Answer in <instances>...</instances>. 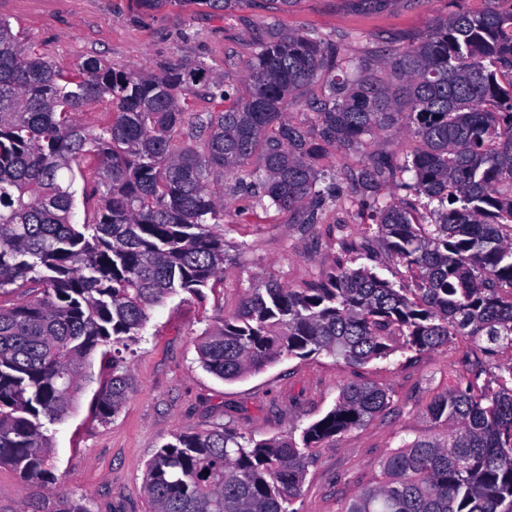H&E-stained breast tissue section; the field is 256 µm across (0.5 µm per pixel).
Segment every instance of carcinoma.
I'll return each mask as SVG.
<instances>
[{
    "label": "carcinoma",
    "mask_w": 512,
    "mask_h": 512,
    "mask_svg": "<svg viewBox=\"0 0 512 512\" xmlns=\"http://www.w3.org/2000/svg\"><path fill=\"white\" fill-rule=\"evenodd\" d=\"M138 2L224 13L239 0ZM483 2L388 51L397 95L371 62L317 31L249 52L239 95L201 60L150 74L96 57L62 69L0 18V466L30 486L26 512H89L52 487L45 422L70 413L101 347L112 376L96 409L104 421L118 413L126 353L150 310L182 293L203 299L223 279L224 194L253 212L303 206L311 229L345 209V183L376 218L344 252L406 267L413 287L340 263L304 288H250L233 316L202 331L203 368L235 381L321 352L362 366L470 336L495 375L480 381L479 361L467 382L436 395L427 410L446 435L391 450L382 480L341 512H512V361H495L512 350V8ZM313 84L310 127L283 109ZM199 92L222 110L188 111ZM94 103L109 106V125L82 121ZM401 128L420 142L409 158L371 155L337 174L315 167L329 146L358 151ZM78 176L93 205L74 224ZM390 184L416 200L385 199ZM13 288L34 296L11 302ZM389 403L360 380L298 436L254 440L226 426L175 435L147 463L149 512H298L312 449L370 424Z\"/></svg>",
    "instance_id": "carcinoma-1"
}]
</instances>
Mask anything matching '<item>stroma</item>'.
I'll use <instances>...</instances> for the list:
<instances>
[{
  "label": "stroma",
  "mask_w": 512,
  "mask_h": 512,
  "mask_svg": "<svg viewBox=\"0 0 512 512\" xmlns=\"http://www.w3.org/2000/svg\"><path fill=\"white\" fill-rule=\"evenodd\" d=\"M481 6V0H294L278 12L266 0H239L223 16L201 6L149 11L135 0H0V17L65 69L90 57L146 71L198 59L241 88L242 56L272 34L315 29L336 39L344 54L375 60L383 49L409 47L437 18ZM416 147L408 131L383 132L361 152L327 148L316 165L340 171L360 165L367 152L403 157ZM246 206L244 199L228 200L224 240L234 261L225 265L216 292L202 303L176 295L151 310L143 341L127 356L130 388L118 415L107 422L97 415V390L112 374L98 355L75 410L48 424L56 485L89 512H147L146 465L174 434L220 424L257 440L277 437L320 419L343 385L359 379L386 390L389 407L367 426L313 449L296 503L300 512H340L381 480L392 449L440 433L426 407L467 375L479 352L467 336L363 366L323 353L286 358L234 382L200 365L201 332L236 313L246 289L271 281L304 287L334 271L342 255L336 239L302 230L300 211L252 216Z\"/></svg>",
  "instance_id": "stroma-1"
}]
</instances>
